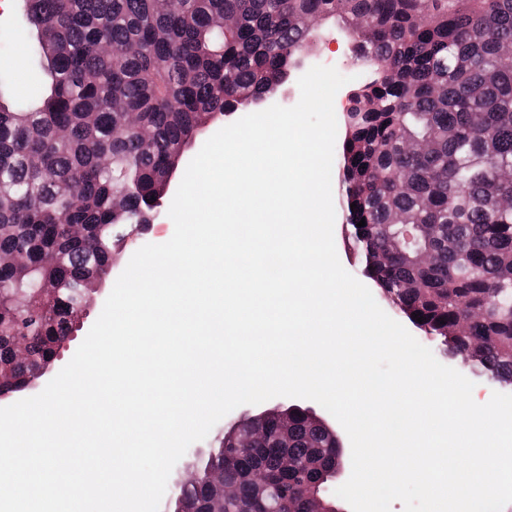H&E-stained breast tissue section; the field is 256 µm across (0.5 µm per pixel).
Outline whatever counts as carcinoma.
Masks as SVG:
<instances>
[{"mask_svg":"<svg viewBox=\"0 0 512 512\" xmlns=\"http://www.w3.org/2000/svg\"><path fill=\"white\" fill-rule=\"evenodd\" d=\"M22 3L47 85L7 98L0 78V252L26 258L0 265L1 399L55 361L200 126L280 93L314 19L346 33L370 71L350 91L337 159L361 276L442 355L512 389V180L500 177L512 170V0ZM288 418V446L266 417L262 440L201 462L237 485L233 500L200 480L172 512H264L256 473L279 512H310L304 486L339 465L341 443L306 408ZM287 454L301 461L285 470Z\"/></svg>","mask_w":512,"mask_h":512,"instance_id":"1","label":"carcinoma"}]
</instances>
